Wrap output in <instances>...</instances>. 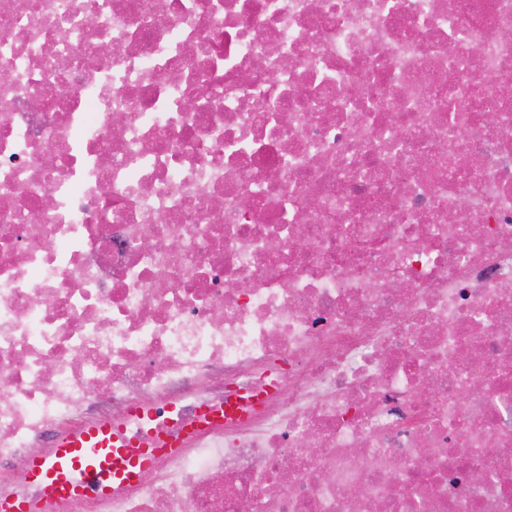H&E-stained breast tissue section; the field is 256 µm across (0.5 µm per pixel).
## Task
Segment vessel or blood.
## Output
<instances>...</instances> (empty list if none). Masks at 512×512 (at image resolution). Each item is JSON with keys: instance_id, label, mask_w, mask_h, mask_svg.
<instances>
[{"instance_id": "1", "label": "vessel or blood", "mask_w": 512, "mask_h": 512, "mask_svg": "<svg viewBox=\"0 0 512 512\" xmlns=\"http://www.w3.org/2000/svg\"><path fill=\"white\" fill-rule=\"evenodd\" d=\"M183 431L180 411L136 405L125 421L104 419L63 433L47 455L29 458L24 466L35 497L0 500V512H36L42 504L109 497L138 482L159 454L178 452Z\"/></svg>"}]
</instances>
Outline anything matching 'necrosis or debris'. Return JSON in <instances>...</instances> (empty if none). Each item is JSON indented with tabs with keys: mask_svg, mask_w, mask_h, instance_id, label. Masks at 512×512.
Listing matches in <instances>:
<instances>
[{
	"mask_svg": "<svg viewBox=\"0 0 512 512\" xmlns=\"http://www.w3.org/2000/svg\"><path fill=\"white\" fill-rule=\"evenodd\" d=\"M0 73V497L254 392L56 512H512V0H0ZM183 432L181 411L135 405L124 422L104 419L63 433L47 455L24 466V479L41 502L28 496L0 500V511L34 512L41 504L111 497L112 490L138 482L159 454L178 452Z\"/></svg>",
	"mask_w": 512,
	"mask_h": 512,
	"instance_id": "1",
	"label": "necrosis or debris"
}]
</instances>
